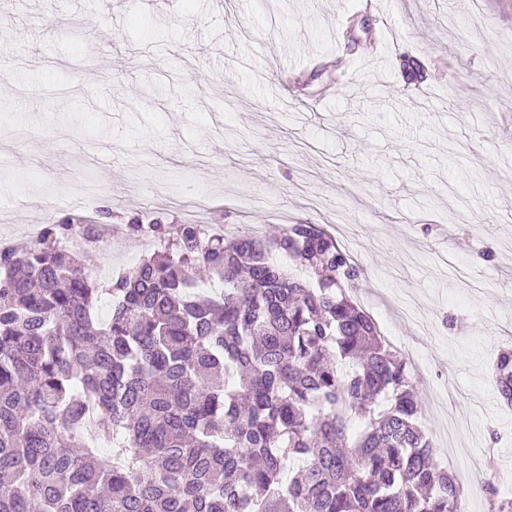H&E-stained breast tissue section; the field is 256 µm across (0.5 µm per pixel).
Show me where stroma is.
Masks as SVG:
<instances>
[{"label": "stroma", "mask_w": 512, "mask_h": 512, "mask_svg": "<svg viewBox=\"0 0 512 512\" xmlns=\"http://www.w3.org/2000/svg\"><path fill=\"white\" fill-rule=\"evenodd\" d=\"M1 75L0 241L79 214L86 182L145 223L333 229L351 297L423 366L436 455L512 488L491 370L512 337V0H0ZM102 234V277L153 251Z\"/></svg>", "instance_id": "1"}]
</instances>
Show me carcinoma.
Masks as SVG:
<instances>
[{"mask_svg":"<svg viewBox=\"0 0 512 512\" xmlns=\"http://www.w3.org/2000/svg\"><path fill=\"white\" fill-rule=\"evenodd\" d=\"M125 228L155 251L110 280L88 272L97 222L0 245V512H462L407 362L346 293L361 269L330 233ZM494 381L511 406L512 349Z\"/></svg>","mask_w":512,"mask_h":512,"instance_id":"carcinoma-1","label":"carcinoma"}]
</instances>
